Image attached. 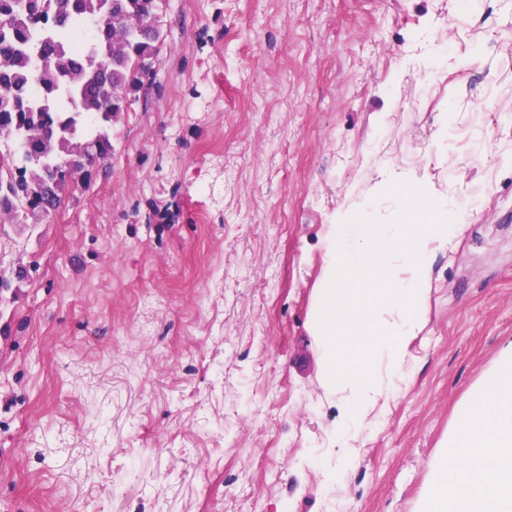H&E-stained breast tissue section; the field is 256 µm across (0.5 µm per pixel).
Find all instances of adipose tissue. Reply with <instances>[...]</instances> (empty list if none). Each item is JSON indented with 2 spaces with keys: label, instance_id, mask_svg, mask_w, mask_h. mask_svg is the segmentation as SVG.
I'll return each mask as SVG.
<instances>
[{
  "label": "adipose tissue",
  "instance_id": "ef3b65f1",
  "mask_svg": "<svg viewBox=\"0 0 512 512\" xmlns=\"http://www.w3.org/2000/svg\"><path fill=\"white\" fill-rule=\"evenodd\" d=\"M422 512H512V346L449 428Z\"/></svg>",
  "mask_w": 512,
  "mask_h": 512
}]
</instances>
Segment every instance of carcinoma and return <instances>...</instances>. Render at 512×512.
Segmentation results:
<instances>
[{
    "mask_svg": "<svg viewBox=\"0 0 512 512\" xmlns=\"http://www.w3.org/2000/svg\"><path fill=\"white\" fill-rule=\"evenodd\" d=\"M164 0H0V130L18 137L41 124L55 133L25 153L10 156L9 172L0 176V203L19 207L21 224L34 222L40 212L56 211L75 187L60 135L72 127L83 132L86 165L105 163L112 155L109 129L127 107L113 99L120 91L136 95L154 73L145 65L158 54L164 33L159 10ZM140 19L142 36L129 40L126 30L110 22L97 24L86 51L76 54L55 32L77 18L99 17L105 6ZM44 25L34 38L30 24ZM54 60L57 68L34 75L37 60ZM38 85L40 94H32ZM31 155L53 156L58 165L49 178L27 162Z\"/></svg>",
    "mask_w": 512,
    "mask_h": 512,
    "instance_id": "carcinoma-1",
    "label": "carcinoma"
}]
</instances>
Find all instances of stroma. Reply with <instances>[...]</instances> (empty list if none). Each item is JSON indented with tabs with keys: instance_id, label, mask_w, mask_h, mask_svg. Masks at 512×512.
Segmentation results:
<instances>
[{
	"instance_id": "obj_1",
	"label": "stroma",
	"mask_w": 512,
	"mask_h": 512,
	"mask_svg": "<svg viewBox=\"0 0 512 512\" xmlns=\"http://www.w3.org/2000/svg\"><path fill=\"white\" fill-rule=\"evenodd\" d=\"M156 82L32 237L0 223V512H419L512 344V0H170ZM464 228L342 469L314 299L380 170Z\"/></svg>"
}]
</instances>
